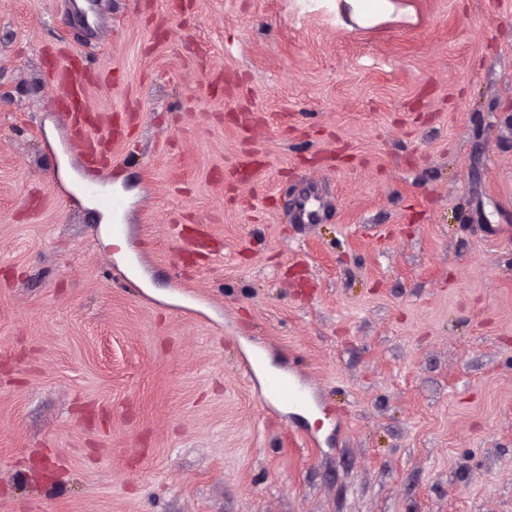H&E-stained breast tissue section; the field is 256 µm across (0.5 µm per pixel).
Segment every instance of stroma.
<instances>
[{
    "label": "stroma",
    "mask_w": 512,
    "mask_h": 512,
    "mask_svg": "<svg viewBox=\"0 0 512 512\" xmlns=\"http://www.w3.org/2000/svg\"><path fill=\"white\" fill-rule=\"evenodd\" d=\"M187 2L0 0V512H512V0ZM58 54L137 115L118 245ZM298 2L303 4L332 2V7L336 11L337 23L348 29H352L351 23L362 28H369L385 22L400 20L410 11V8L400 6L393 0H300ZM325 202L319 191L312 187L298 201L295 207L291 221L295 224H318L321 221ZM269 395L288 400L295 407L304 409L306 398L300 382L290 378H270L267 384Z\"/></svg>",
    "instance_id": "1"
}]
</instances>
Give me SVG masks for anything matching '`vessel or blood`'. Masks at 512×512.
I'll list each match as a JSON object with an SVG mask.
<instances>
[{
	"label": "vessel or blood",
	"instance_id": "b4317fda",
	"mask_svg": "<svg viewBox=\"0 0 512 512\" xmlns=\"http://www.w3.org/2000/svg\"><path fill=\"white\" fill-rule=\"evenodd\" d=\"M55 78L71 89L69 107L74 124L81 135V146L88 157H95L101 146L112 140L122 139L123 126L113 123L111 116L90 111L86 102V88L81 72L73 70L67 60H60L54 71ZM90 189L99 206L113 216H121L126 201L120 194L107 190L103 183H91ZM325 202L317 189H310L299 200L291 220L296 224L320 223ZM269 395L291 402L297 408H304L306 398L300 382L290 378H272L268 384Z\"/></svg>",
	"mask_w": 512,
	"mask_h": 512
}]
</instances>
